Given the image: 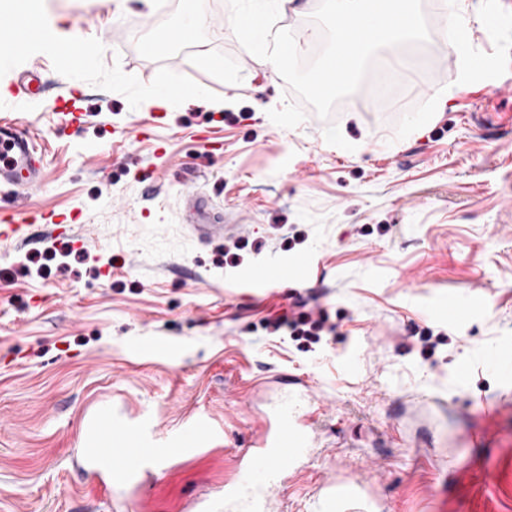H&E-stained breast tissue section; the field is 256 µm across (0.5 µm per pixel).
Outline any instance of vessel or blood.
Wrapping results in <instances>:
<instances>
[{
  "instance_id": "vessel-or-blood-1",
  "label": "vessel or blood",
  "mask_w": 512,
  "mask_h": 512,
  "mask_svg": "<svg viewBox=\"0 0 512 512\" xmlns=\"http://www.w3.org/2000/svg\"><path fill=\"white\" fill-rule=\"evenodd\" d=\"M10 93L37 96L44 84L35 71L22 73ZM0 147L11 158L0 161V186L33 188L43 179L36 159L34 139L15 121H0ZM274 424L267 428L253 452L240 461L230 482L208 498L206 512H270L273 490L283 486L299 471L300 463L311 456L310 427L319 416V408L310 399L279 400L273 407ZM93 424L99 444L82 451L83 466L103 484L122 482L162 468L169 461L192 452L212 432L208 420H196L187 432L184 444L176 448L154 447L138 429L115 422L108 409L99 410Z\"/></svg>"
}]
</instances>
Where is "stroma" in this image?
Segmentation results:
<instances>
[{"label":"stroma","instance_id":"1","mask_svg":"<svg viewBox=\"0 0 512 512\" xmlns=\"http://www.w3.org/2000/svg\"><path fill=\"white\" fill-rule=\"evenodd\" d=\"M189 14L188 42L146 51ZM459 16L479 31L472 65L437 34L427 55L403 47L400 106L356 93L284 129L267 112L295 96L237 41L227 0H44L92 62L33 43L0 64V119L44 167L19 209L72 218L32 245L0 236V512H123L137 494L187 512L232 478L283 375L321 410L271 512H322L331 481L369 512H512V381L483 361L512 347V9L464 0ZM33 68L48 93L4 97ZM159 85L185 96L147 103ZM286 261L291 285L260 287ZM446 297L467 316L429 315ZM283 314L326 328L272 331ZM102 408L161 448L201 416L214 433L146 486L107 489L73 463Z\"/></svg>","mask_w":512,"mask_h":512}]
</instances>
